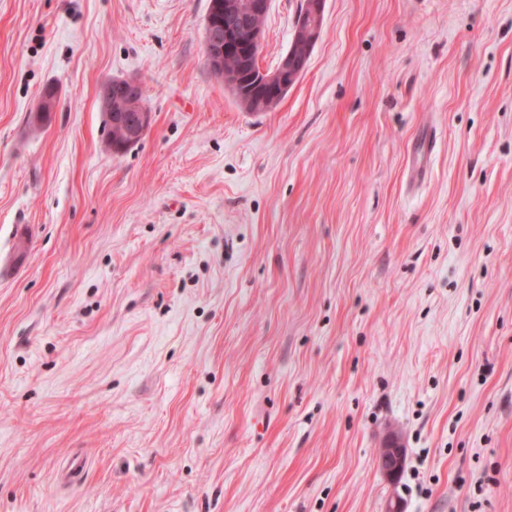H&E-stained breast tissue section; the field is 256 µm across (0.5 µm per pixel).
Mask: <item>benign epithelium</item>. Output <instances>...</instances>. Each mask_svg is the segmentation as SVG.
Instances as JSON below:
<instances>
[{"instance_id": "obj_1", "label": "benign epithelium", "mask_w": 512, "mask_h": 512, "mask_svg": "<svg viewBox=\"0 0 512 512\" xmlns=\"http://www.w3.org/2000/svg\"><path fill=\"white\" fill-rule=\"evenodd\" d=\"M214 11L224 19L207 17L204 51L210 70L237 93L247 110L268 112L281 101L283 93L307 69L311 51L321 34L325 0H304L294 25L291 48L278 67L268 72L258 64L263 27L257 19L269 10L270 0H215ZM240 56L242 64L235 70L224 68V58ZM143 87L136 78L109 79L100 87L101 107L114 131L110 150L122 154L146 133L152 113L135 108ZM405 465V452L397 435H390L379 451V467L393 479Z\"/></svg>"}]
</instances>
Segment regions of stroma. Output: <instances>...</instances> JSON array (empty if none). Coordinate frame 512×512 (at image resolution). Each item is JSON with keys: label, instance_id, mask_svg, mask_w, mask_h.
Segmentation results:
<instances>
[{"label": "stroma", "instance_id": "obj_1", "mask_svg": "<svg viewBox=\"0 0 512 512\" xmlns=\"http://www.w3.org/2000/svg\"><path fill=\"white\" fill-rule=\"evenodd\" d=\"M208 6L0 0V512H512V0H326L256 113ZM141 82L135 78L109 79L100 87L101 107L106 115L107 137L105 146L113 154H122L133 146L146 133L152 123L151 112L134 107L142 95ZM114 131L109 147V126ZM436 145V138L432 134H427L425 137L415 145L411 156V176L417 178L424 175L427 162L426 159L431 156ZM405 465V452L397 435H390L379 451V467L389 478H397Z\"/></svg>", "mask_w": 512, "mask_h": 512}]
</instances>
